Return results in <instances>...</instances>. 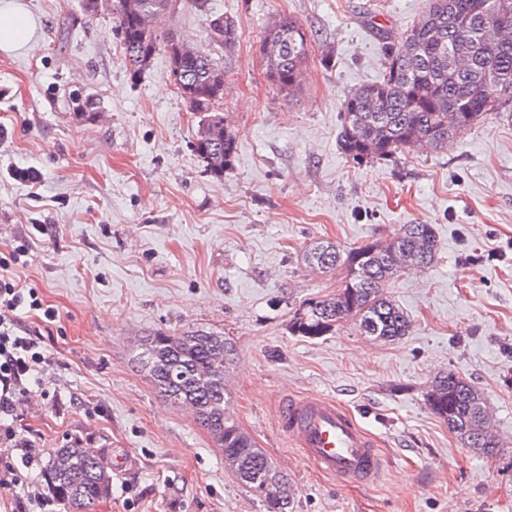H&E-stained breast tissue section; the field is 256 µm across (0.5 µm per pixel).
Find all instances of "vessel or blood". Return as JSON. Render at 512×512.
I'll return each instance as SVG.
<instances>
[{
  "mask_svg": "<svg viewBox=\"0 0 512 512\" xmlns=\"http://www.w3.org/2000/svg\"><path fill=\"white\" fill-rule=\"evenodd\" d=\"M279 423L302 457L336 482L367 484L379 477L381 458L374 439L334 400L290 399Z\"/></svg>",
  "mask_w": 512,
  "mask_h": 512,
  "instance_id": "b4317fda",
  "label": "vessel or blood"
}]
</instances>
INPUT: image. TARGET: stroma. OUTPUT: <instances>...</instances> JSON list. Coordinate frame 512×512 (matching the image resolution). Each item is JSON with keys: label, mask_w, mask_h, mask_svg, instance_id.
<instances>
[{"label": "stroma", "mask_w": 512, "mask_h": 512, "mask_svg": "<svg viewBox=\"0 0 512 512\" xmlns=\"http://www.w3.org/2000/svg\"><path fill=\"white\" fill-rule=\"evenodd\" d=\"M34 50L0 54V253L26 241L13 276L55 309L40 328L48 393L22 427L44 454L78 440L129 466L97 512H266L186 408L137 368L142 336L203 330L232 339L228 413L290 479L296 512H512V111L447 146L357 165L339 148L342 104L378 80L383 39L399 43L428 0H178L164 23L224 67L217 110L238 139L210 176L190 144V112L158 52L131 80L111 11L82 0H21ZM234 20L231 47L206 21ZM310 36L288 93L266 77L276 19ZM32 167L37 184L15 179ZM430 224L439 250L392 281L410 322L377 342L352 323L309 340L294 313L346 275L309 266ZM451 371L483 395L496 456L462 448L426 393ZM291 397L335 399L377 441L378 479L342 486L302 459L279 427Z\"/></svg>", "instance_id": "obj_1"}]
</instances>
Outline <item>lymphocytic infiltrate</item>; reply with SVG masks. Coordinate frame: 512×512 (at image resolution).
Segmentation results:
<instances>
[{
    "mask_svg": "<svg viewBox=\"0 0 512 512\" xmlns=\"http://www.w3.org/2000/svg\"><path fill=\"white\" fill-rule=\"evenodd\" d=\"M27 255L21 244L0 258V498L9 501L11 512H57L55 495L24 492L25 472L39 464L42 451L39 437L20 434L17 424L25 403L45 394V355L38 332L22 326L17 312L39 311L50 322L56 317L35 289L19 285L12 276L13 267ZM12 448L17 451L13 457L8 454Z\"/></svg>",
    "mask_w": 512,
    "mask_h": 512,
    "instance_id": "lymphocytic-infiltrate-1",
    "label": "lymphocytic infiltrate"
}]
</instances>
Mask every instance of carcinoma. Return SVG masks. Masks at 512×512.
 Returning <instances> with one entry per match:
<instances>
[{
	"instance_id": "cac0c4a2",
	"label": "carcinoma",
	"mask_w": 512,
	"mask_h": 512,
	"mask_svg": "<svg viewBox=\"0 0 512 512\" xmlns=\"http://www.w3.org/2000/svg\"><path fill=\"white\" fill-rule=\"evenodd\" d=\"M108 2L130 75L137 78L172 40L147 32L137 13L165 17L167 0H85L93 14ZM512 13V0H429L427 12L400 44L385 46L380 78L356 88L343 105L340 149L357 165L388 160L420 144L435 149L512 102V27L505 39L493 36L498 19ZM216 44L236 41L234 21L222 19ZM309 37L297 22L281 18L264 36L268 79L291 92L299 86ZM184 75L181 97L193 112L203 114L193 152L205 171L221 178L233 165L237 136L213 124L214 105L224 93V68L203 52L179 61ZM438 250L430 224H404L391 238L342 251L319 242L306 254L309 264L331 271L346 268L336 293L312 299L294 314L290 328L297 336L318 339L351 321L362 336L392 342L409 328L403 310L389 298L388 284L405 270L424 267ZM198 341L186 348V332L157 330L143 337L138 366L147 371L157 394L174 404L190 406L198 425L233 462L232 473L266 506L267 512H295L288 477L258 443L226 413L224 377L235 358L230 339L195 330ZM429 410L448 425L461 446L494 456L501 444L492 434L486 405L478 391L448 371L434 378L427 393ZM64 465L57 467L54 460ZM45 476L65 512H94L112 492V475L99 456L71 442L54 450Z\"/></svg>"
}]
</instances>
